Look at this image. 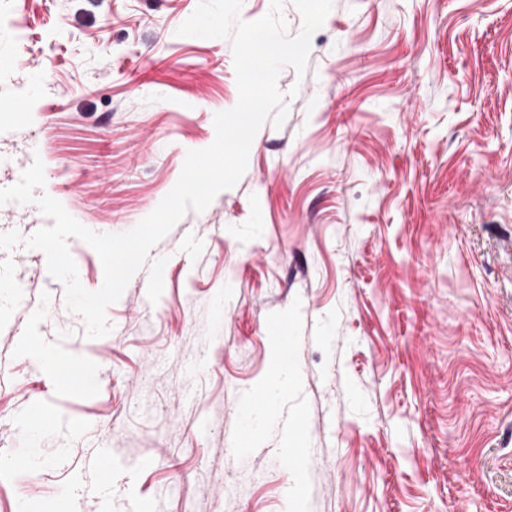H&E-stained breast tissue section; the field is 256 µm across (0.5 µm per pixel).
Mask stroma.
Wrapping results in <instances>:
<instances>
[{"mask_svg": "<svg viewBox=\"0 0 512 512\" xmlns=\"http://www.w3.org/2000/svg\"><path fill=\"white\" fill-rule=\"evenodd\" d=\"M197 5L0 0V99L23 104L0 112V187L38 158L44 194L90 230L148 216L238 101L230 40L177 33ZM278 88L283 124L151 249L105 337L25 244L50 219L0 205V512L83 484L72 512H291L294 484L304 512H512V0H333ZM272 318L297 381L236 448ZM31 336L96 386L56 388ZM34 402L39 463L19 470ZM98 447L111 477L82 469Z\"/></svg>", "mask_w": 512, "mask_h": 512, "instance_id": "obj_1", "label": "stroma"}]
</instances>
